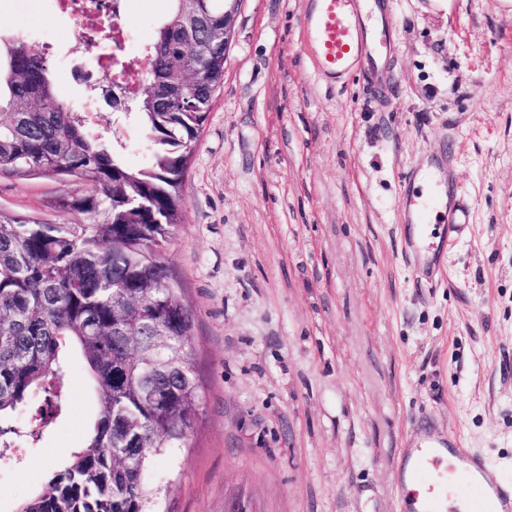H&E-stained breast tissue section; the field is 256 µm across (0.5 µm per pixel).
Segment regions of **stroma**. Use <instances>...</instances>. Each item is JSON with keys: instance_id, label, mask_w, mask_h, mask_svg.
Wrapping results in <instances>:
<instances>
[{"instance_id": "35a3bbf8", "label": "stroma", "mask_w": 512, "mask_h": 512, "mask_svg": "<svg viewBox=\"0 0 512 512\" xmlns=\"http://www.w3.org/2000/svg\"><path fill=\"white\" fill-rule=\"evenodd\" d=\"M305 0H242L161 250L194 313L202 382L186 447L146 471L155 512H403L400 451L432 423L512 485V0H393L377 87L336 85L307 49ZM168 0H128L151 42ZM53 0H0V34L52 43L61 99L81 108L96 50ZM125 159L144 132L104 129ZM452 161L471 222L423 271L406 250L411 172ZM88 179L0 173V213L59 224ZM39 441L0 461V512L39 491L95 418L86 367Z\"/></svg>"}]
</instances>
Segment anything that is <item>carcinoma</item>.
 Listing matches in <instances>:
<instances>
[{"mask_svg": "<svg viewBox=\"0 0 512 512\" xmlns=\"http://www.w3.org/2000/svg\"><path fill=\"white\" fill-rule=\"evenodd\" d=\"M168 2L147 51L150 89L131 102L150 142L140 166L61 100L43 47L0 39V172L98 186L58 201L69 222L0 215V458L13 443L39 440L62 414L71 350L99 398L83 444L18 512H147L149 460L184 447L199 415L192 313L177 288L162 287L171 279L159 253L178 224L183 179L224 82V43L189 45L181 0ZM207 8L209 27L224 29V0ZM189 61L198 68L191 84Z\"/></svg>", "mask_w": 512, "mask_h": 512, "instance_id": "obj_1", "label": "carcinoma"}]
</instances>
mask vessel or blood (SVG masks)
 I'll list each match as a JSON object with an SVG mask.
<instances>
[{"label": "vessel or blood", "instance_id": "b4317fda", "mask_svg": "<svg viewBox=\"0 0 512 512\" xmlns=\"http://www.w3.org/2000/svg\"><path fill=\"white\" fill-rule=\"evenodd\" d=\"M304 26L307 44L319 73L338 80L365 62L369 79H376L380 68L395 46L391 0H305ZM430 194L408 195L403 206L419 231L409 237L408 247L422 253V228L434 212H447L450 231L467 224L469 208L459 197L452 178L435 177ZM448 448L439 437L424 435L420 444L404 448L400 469L404 477H418L434 471L436 481L420 488L415 512H459L456 499L445 482L455 476L459 483L478 491L483 512H512V488L502 485L477 455L461 457L444 472L440 464Z\"/></svg>", "mask_w": 512, "mask_h": 512}]
</instances>
